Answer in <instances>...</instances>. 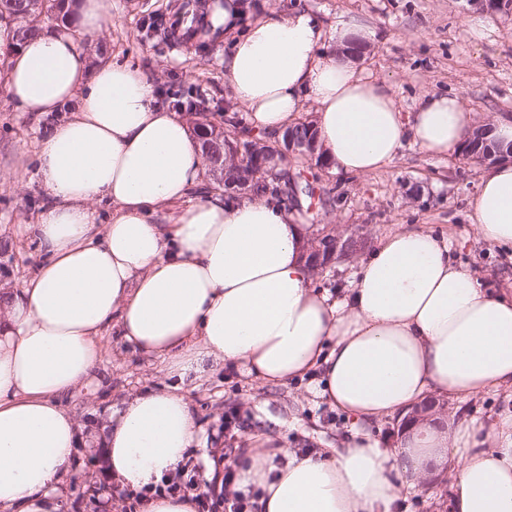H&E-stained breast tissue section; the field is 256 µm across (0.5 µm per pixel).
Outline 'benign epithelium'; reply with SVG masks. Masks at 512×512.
Here are the masks:
<instances>
[{
  "instance_id": "1",
  "label": "benign epithelium",
  "mask_w": 512,
  "mask_h": 512,
  "mask_svg": "<svg viewBox=\"0 0 512 512\" xmlns=\"http://www.w3.org/2000/svg\"><path fill=\"white\" fill-rule=\"evenodd\" d=\"M308 134L299 136L292 130H285L276 135V149L269 148L264 142L245 143L240 139L232 141L224 138L222 130L201 121L193 127L202 154L212 179L224 185V193L236 192L246 195L250 192L252 180L265 170L273 171L281 167L292 156H300L319 163L322 168H331L332 162L325 156L318 135L314 134L316 122L306 117ZM494 128L481 123L472 128L474 150L465 156L481 166L493 165L506 159L512 160V141L503 142L491 137ZM224 140V150L213 152V143ZM368 238L363 228L358 227L349 232L328 228L311 239L308 245V261L313 271L321 272L337 260H345L357 254L367 246Z\"/></svg>"
}]
</instances>
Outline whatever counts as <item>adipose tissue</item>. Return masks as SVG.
<instances>
[{"mask_svg": "<svg viewBox=\"0 0 512 512\" xmlns=\"http://www.w3.org/2000/svg\"><path fill=\"white\" fill-rule=\"evenodd\" d=\"M210 30L230 42L224 78L248 126L282 132L312 102L345 173L384 169L408 141L447 154L474 124L453 94L426 92L402 111L393 83L349 52L378 39L356 16L328 29L303 12L254 18L245 0H228ZM0 83L20 112L74 107L36 151L48 201L33 229L46 260L0 292V512H60L74 452L94 442L112 483L146 493L144 512H195L155 487L204 443L184 380L226 363L263 384L320 372L321 396L351 420L341 447L291 450L282 465L251 448L238 487L260 488L259 512H391L403 490L445 469L452 512H512V420L491 434L423 422L391 449L366 430L430 394L512 388L511 288L462 268L447 236L407 228L358 260L344 295L316 288L303 257L314 226L264 198L189 200L204 163L188 122L158 104L138 68L89 65L67 27L19 46ZM97 202L111 207L102 227ZM172 205L175 222L159 223ZM469 210L484 241L512 250V163L482 172ZM109 330L163 361L172 382L130 396L96 439L65 399L91 384Z\"/></svg>", "mask_w": 512, "mask_h": 512, "instance_id": "obj_1", "label": "adipose tissue"}]
</instances>
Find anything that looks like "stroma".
<instances>
[{
    "label": "stroma",
    "instance_id": "obj_1",
    "mask_svg": "<svg viewBox=\"0 0 512 512\" xmlns=\"http://www.w3.org/2000/svg\"><path fill=\"white\" fill-rule=\"evenodd\" d=\"M255 13L286 16L309 12L323 26L339 13L358 16L376 28L377 43L367 46L360 62L372 76L396 86L403 111H412L425 91L457 95L476 118L512 114V12H486L483 37H473L463 24L462 0H248ZM200 0H112V15L94 34L75 31L89 57H117L151 79L159 95L172 90L205 92L216 106L207 120L220 124L221 102L231 100L224 80L222 37H203L206 27ZM70 106L39 117L16 111L0 87V288L19 287L42 262L36 239L25 233L35 223L46 191L34 156L44 126L60 122ZM26 171L17 181V168ZM482 166L459 152L437 156L406 142L381 171L352 175L319 171L318 184L335 188L336 204L314 208L319 226L341 230L365 225L369 244L391 230L428 228L445 233L458 263L499 287L512 285V255L481 240L470 222L467 202L475 193ZM96 384L69 401L77 417L100 422L109 407L129 396L167 384L157 360L140 356L111 337L96 370ZM187 397L208 437L224 447V417L234 414L239 428L233 447L248 448L256 436L273 448L320 451L338 447L350 421L316 397L309 378L286 385L250 381L240 370L220 366L188 386ZM448 418L475 421L485 427L512 417V391L483 394L463 401L445 399ZM70 493L61 512H142L135 497L113 496L103 507L99 490L107 483L101 462L79 449ZM449 474L419 482L402 495L394 512H450Z\"/></svg>",
    "mask_w": 512,
    "mask_h": 512
}]
</instances>
